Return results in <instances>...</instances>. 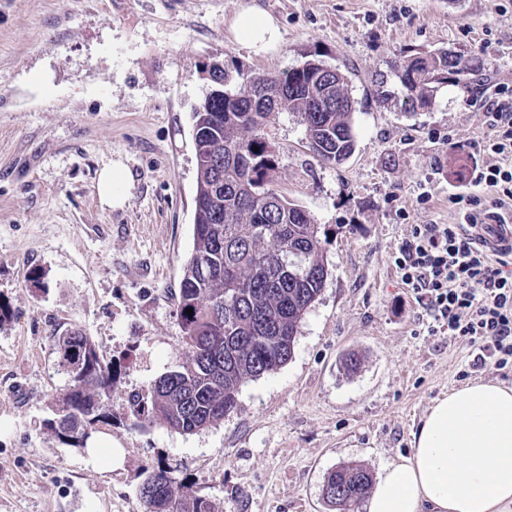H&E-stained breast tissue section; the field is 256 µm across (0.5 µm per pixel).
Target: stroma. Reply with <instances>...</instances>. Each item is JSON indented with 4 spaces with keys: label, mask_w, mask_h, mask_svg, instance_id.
Returning a JSON list of instances; mask_svg holds the SVG:
<instances>
[{
    "label": "stroma",
    "mask_w": 512,
    "mask_h": 512,
    "mask_svg": "<svg viewBox=\"0 0 512 512\" xmlns=\"http://www.w3.org/2000/svg\"><path fill=\"white\" fill-rule=\"evenodd\" d=\"M243 2L0 0V512H144L139 485L157 466L215 512H332L322 487L336 467L378 478L410 455L436 398L473 381L512 386L510 372L473 367L465 340L428 334L392 262L414 225L455 220V160L485 132L475 103L512 87V0H256L281 32L261 53L228 32ZM440 48L477 58L480 75L404 112L394 66ZM311 54L350 80L356 148L323 166L295 114L264 127L274 186L320 224L329 269L294 354L245 381L208 428L135 427L129 396L149 397L188 356L172 296L193 247L191 110L209 67L237 82ZM115 161L133 189L111 209L98 177ZM73 328L120 367L98 429L123 451L112 469L47 426L69 384L55 337Z\"/></svg>",
    "instance_id": "stroma-1"
}]
</instances>
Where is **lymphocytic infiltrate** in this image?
<instances>
[{
  "instance_id": "obj_1",
  "label": "lymphocytic infiltrate",
  "mask_w": 512,
  "mask_h": 512,
  "mask_svg": "<svg viewBox=\"0 0 512 512\" xmlns=\"http://www.w3.org/2000/svg\"><path fill=\"white\" fill-rule=\"evenodd\" d=\"M479 109L486 132L462 177L448 194L451 224H417L393 255L404 285L429 317L430 335L465 339L477 364L512 370V253L478 246L479 224L512 223V89L500 86Z\"/></svg>"
}]
</instances>
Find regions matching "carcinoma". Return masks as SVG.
Listing matches in <instances>:
<instances>
[{
	"label": "carcinoma",
	"mask_w": 512,
	"mask_h": 512,
	"mask_svg": "<svg viewBox=\"0 0 512 512\" xmlns=\"http://www.w3.org/2000/svg\"><path fill=\"white\" fill-rule=\"evenodd\" d=\"M479 71L474 57L446 49L394 68L404 110L411 114L429 107L434 89L448 76L466 92ZM219 78L228 94H206L192 112L193 248L175 294L189 356L154 381L149 400H131L137 427L157 421L191 434L224 419L246 380L277 370L293 356L301 323L328 275L320 225L272 185L275 159L262 130L271 113L292 112L300 117L317 162H345L355 150L347 75L311 58L233 87L226 72ZM56 344L67 376L82 359L90 364L80 386L59 399L62 416L49 421L55 435L74 436L95 420L107 421L105 400L118 371L79 329L57 337ZM166 474L163 467L145 473L140 494L146 512H215L193 484ZM371 488L366 470L343 465L329 475L324 496L337 512H353Z\"/></svg>",
	"instance_id": "1"
}]
</instances>
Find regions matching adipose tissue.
<instances>
[{
    "label": "adipose tissue",
    "mask_w": 512,
    "mask_h": 512,
    "mask_svg": "<svg viewBox=\"0 0 512 512\" xmlns=\"http://www.w3.org/2000/svg\"><path fill=\"white\" fill-rule=\"evenodd\" d=\"M252 49L274 45V19L249 0L230 23ZM366 512H512V387L482 381L437 399L412 453L380 474Z\"/></svg>",
    "instance_id": "ef3b65f1"
}]
</instances>
